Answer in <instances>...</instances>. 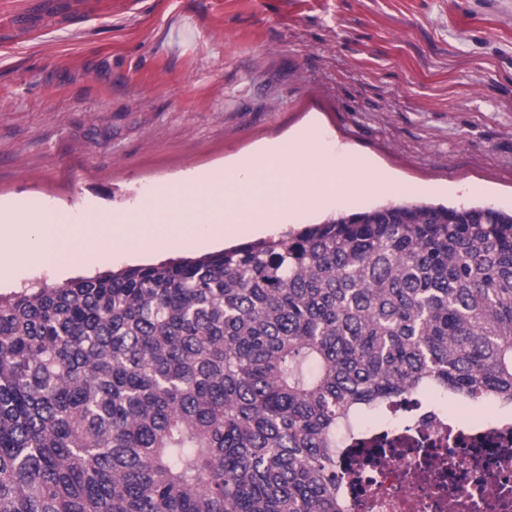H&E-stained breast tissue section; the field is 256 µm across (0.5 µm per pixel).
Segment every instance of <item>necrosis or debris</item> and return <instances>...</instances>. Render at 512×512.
I'll return each instance as SVG.
<instances>
[{"instance_id":"4bbe7bcc","label":"necrosis or debris","mask_w":512,"mask_h":512,"mask_svg":"<svg viewBox=\"0 0 512 512\" xmlns=\"http://www.w3.org/2000/svg\"><path fill=\"white\" fill-rule=\"evenodd\" d=\"M346 512H512V402L444 390L336 429Z\"/></svg>"}]
</instances>
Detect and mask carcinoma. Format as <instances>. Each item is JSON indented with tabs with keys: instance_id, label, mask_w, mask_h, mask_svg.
Returning a JSON list of instances; mask_svg holds the SVG:
<instances>
[{
	"instance_id": "1",
	"label": "carcinoma",
	"mask_w": 512,
	"mask_h": 512,
	"mask_svg": "<svg viewBox=\"0 0 512 512\" xmlns=\"http://www.w3.org/2000/svg\"><path fill=\"white\" fill-rule=\"evenodd\" d=\"M512 400V212L390 202L0 295V512H344L336 423Z\"/></svg>"
}]
</instances>
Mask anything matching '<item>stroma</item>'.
Returning a JSON list of instances; mask_svg holds the SVG:
<instances>
[{
  "instance_id": "obj_1",
  "label": "stroma",
  "mask_w": 512,
  "mask_h": 512,
  "mask_svg": "<svg viewBox=\"0 0 512 512\" xmlns=\"http://www.w3.org/2000/svg\"><path fill=\"white\" fill-rule=\"evenodd\" d=\"M317 127L405 193L333 200L270 235L388 202L512 210V0H0V201L131 212L160 186ZM203 229L0 294L223 250Z\"/></svg>"
}]
</instances>
